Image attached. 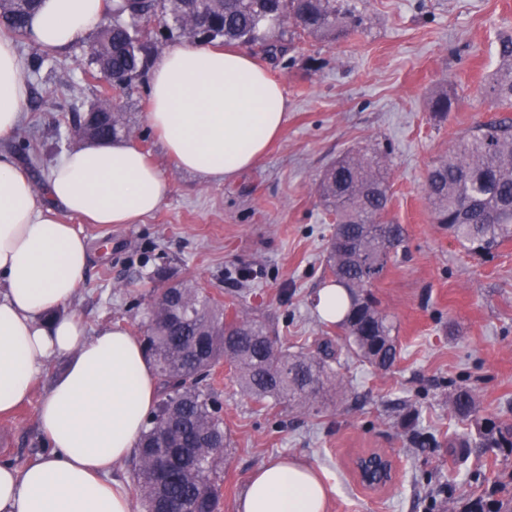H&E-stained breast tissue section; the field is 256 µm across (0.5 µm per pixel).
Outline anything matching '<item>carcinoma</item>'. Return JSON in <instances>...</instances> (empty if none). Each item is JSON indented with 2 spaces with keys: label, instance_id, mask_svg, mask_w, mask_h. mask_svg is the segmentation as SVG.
<instances>
[{
  "label": "carcinoma",
  "instance_id": "cac0c4a2",
  "mask_svg": "<svg viewBox=\"0 0 512 512\" xmlns=\"http://www.w3.org/2000/svg\"><path fill=\"white\" fill-rule=\"evenodd\" d=\"M39 4L0 0V24L17 38L26 36ZM200 16L211 22V40L250 44L256 54L271 60L283 57L287 46L267 39L268 26L291 20L290 43L304 35L338 41L361 28L352 0H112V21L100 27L92 61L107 60V70L119 80L112 89L122 92L149 63L151 35L135 28L139 20L153 19L194 40L193 21ZM499 56L501 66L490 80L489 93L504 115L475 125L457 141L452 157L434 165L426 176L434 220L471 254H490L512 239V117L505 115L512 109V37L500 41ZM108 103L112 124L95 129L98 141L128 133L120 106L112 98ZM451 107L446 92L430 101V111L438 116ZM389 190L383 161L363 150L337 160L319 184L338 232L346 237L339 244L331 235L325 248L326 267L335 284L347 291L343 314L336 321L342 336L336 340L381 371L390 369L399 355L393 326L368 294L403 242L402 226L384 221ZM142 343L162 388L137 449L134 485L143 512H155L164 500L180 502L182 512H217L215 477L230 435L208 382L215 366L228 364L242 391L267 408L287 404L314 411L319 398L335 395L342 385L333 340L320 342L315 355L292 351L258 319H226L224 308L188 281L172 295L152 289ZM452 410L462 420L477 419L472 392L459 389ZM172 417L177 446L187 449V460L160 488L153 461L169 446L161 431Z\"/></svg>",
  "mask_w": 512,
  "mask_h": 512
}]
</instances>
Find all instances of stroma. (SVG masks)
<instances>
[{
	"instance_id": "stroma-1",
	"label": "stroma",
	"mask_w": 512,
	"mask_h": 512,
	"mask_svg": "<svg viewBox=\"0 0 512 512\" xmlns=\"http://www.w3.org/2000/svg\"><path fill=\"white\" fill-rule=\"evenodd\" d=\"M359 36L295 41L286 67H268L288 100V121L256 164L225 182H204L179 168L147 121L149 75L135 79L119 104L136 145L171 185L161 207L137 224H88L65 216L86 238L90 263L71 312L88 331L113 324L138 334L157 267L190 280L223 305L263 318L278 336L316 348L336 336L316 310L332 277L323 258L334 218L318 185L332 162L359 148L384 155L392 194L386 221L405 241L372 292L394 325L399 356L378 372L357 360L345 371L350 390L320 410L262 408L218 366L211 383L232 444L221 465L218 512H237L252 473L274 458L324 474L327 512H485L512 497V451L483 446L477 424L512 426V240L492 256L465 252L436 224L425 179L457 140L499 110L485 88L500 65L499 42L512 36V0H354ZM93 34L27 70L30 97L13 138L0 141L43 188L50 169L78 147L67 115L100 96L91 78ZM450 112L433 116L440 91ZM50 363L29 402L0 416V459L22 467L43 445L37 410ZM473 390L477 421L457 419L458 387ZM429 446L414 443L413 433ZM388 455L394 482L370 492L354 459Z\"/></svg>"
}]
</instances>
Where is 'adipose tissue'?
<instances>
[{
	"mask_svg": "<svg viewBox=\"0 0 512 512\" xmlns=\"http://www.w3.org/2000/svg\"><path fill=\"white\" fill-rule=\"evenodd\" d=\"M103 10L104 0H41L27 35L62 50ZM149 95V127L179 167L206 182L252 166L287 122L282 84L240 51L173 49L154 68ZM28 97L16 44L0 36V140L20 127ZM170 191L125 137L67 153L42 194L0 152V413L29 401L49 361L65 362L38 407L47 453L21 469L0 462V512H135L113 474L146 428L158 381L125 327L90 333L69 312L90 251L60 216L136 224ZM329 491L315 469L276 458L253 473L239 512H326Z\"/></svg>",
	"mask_w": 512,
	"mask_h": 512,
	"instance_id": "obj_1",
	"label": "adipose tissue"
}]
</instances>
